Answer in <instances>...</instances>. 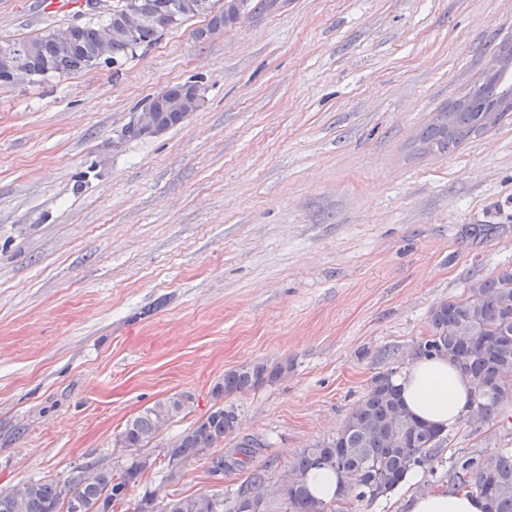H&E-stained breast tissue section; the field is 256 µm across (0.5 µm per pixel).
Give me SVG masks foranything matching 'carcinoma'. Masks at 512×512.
<instances>
[{
	"label": "carcinoma",
	"instance_id": "1",
	"mask_svg": "<svg viewBox=\"0 0 512 512\" xmlns=\"http://www.w3.org/2000/svg\"><path fill=\"white\" fill-rule=\"evenodd\" d=\"M143 10L158 14L162 23L144 26L128 35L116 30L109 45L113 64L132 58L142 46L153 44L167 28L205 16L207 31H222L238 21L231 7L215 8L214 0H112L105 18L93 15L82 24H70L45 33L0 42L13 49L18 64L31 77H63L94 68L101 29ZM506 67L487 71L422 134L423 142L440 154L451 152L473 133L486 131L512 117V85L504 88ZM186 85L165 88L142 108L167 122L172 106L185 95ZM425 355L442 354L456 363L473 384L469 419L487 421L512 401V270L469 284L466 295L442 301L430 311V335L420 345ZM288 371V363H250L224 372L214 388L219 403L214 410L181 433L162 441L163 432L185 409L190 396L174 394L130 417L117 443L128 452L114 467L97 461L74 466L62 476L27 481L0 492V512H240V503L253 497L262 512H348L344 501L373 502L388 495L412 470L436 458L448 440L444 429L411 415L392 383L380 373L345 420L336 436L301 451L291 469L275 483L266 471L255 469L233 491L224 495V475L240 471L259 456L265 444L256 437L237 438L227 453L207 456L224 444L238 426L236 407L224 398L273 383ZM162 446L165 474L153 490L132 499L130 489L141 485L156 466L144 452ZM208 457L207 473L219 489L178 496L166 488ZM329 468L355 477L340 500L324 502L306 485L308 472ZM448 491L476 495L486 502L485 512H512V448H491L460 458L454 464Z\"/></svg>",
	"mask_w": 512,
	"mask_h": 512
}]
</instances>
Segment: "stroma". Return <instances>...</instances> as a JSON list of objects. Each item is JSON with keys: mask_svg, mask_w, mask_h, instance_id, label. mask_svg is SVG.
Instances as JSON below:
<instances>
[{"mask_svg": "<svg viewBox=\"0 0 512 512\" xmlns=\"http://www.w3.org/2000/svg\"><path fill=\"white\" fill-rule=\"evenodd\" d=\"M0 0V41L112 0ZM195 17L116 66L0 87V491L113 463L131 416L227 370L288 361L234 396L278 477L331 439L383 372L412 364L432 307L512 268V120L423 151L437 112L498 64L512 0H251ZM204 102L124 134L159 91ZM512 448V404L461 421L414 484L352 512H402L458 456Z\"/></svg>", "mask_w": 512, "mask_h": 512, "instance_id": "35a3bbf8", "label": "stroma"}]
</instances>
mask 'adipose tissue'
Here are the masks:
<instances>
[{"instance_id": "obj_1", "label": "adipose tissue", "mask_w": 512, "mask_h": 512, "mask_svg": "<svg viewBox=\"0 0 512 512\" xmlns=\"http://www.w3.org/2000/svg\"><path fill=\"white\" fill-rule=\"evenodd\" d=\"M394 383L407 410L431 425L449 428L466 414L472 384L448 357H420ZM407 512H484L485 504L475 496L444 492L411 494Z\"/></svg>"}]
</instances>
